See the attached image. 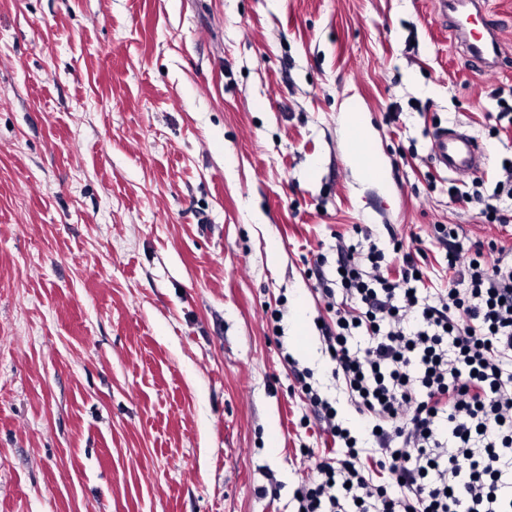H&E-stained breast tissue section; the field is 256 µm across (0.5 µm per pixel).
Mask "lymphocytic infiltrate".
Segmentation results:
<instances>
[{
	"label": "lymphocytic infiltrate",
	"instance_id": "1",
	"mask_svg": "<svg viewBox=\"0 0 512 512\" xmlns=\"http://www.w3.org/2000/svg\"><path fill=\"white\" fill-rule=\"evenodd\" d=\"M435 235L451 278L432 297L421 295L422 267L402 241L394 279L380 275L376 244L343 250L345 302L323 335L377 450L345 433L309 371L297 372L345 454L316 463L295 512H512V252L463 264L458 225H436ZM355 335L367 337L364 349L351 350Z\"/></svg>",
	"mask_w": 512,
	"mask_h": 512
}]
</instances>
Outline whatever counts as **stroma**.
I'll list each match as a JSON object with an SVG mask.
<instances>
[{"instance_id": "35a3bbf8", "label": "stroma", "mask_w": 512, "mask_h": 512, "mask_svg": "<svg viewBox=\"0 0 512 512\" xmlns=\"http://www.w3.org/2000/svg\"><path fill=\"white\" fill-rule=\"evenodd\" d=\"M438 0H0V512H294L342 456L295 368L356 427L322 324L362 225L400 264L472 252L512 161V65L471 62ZM365 116L372 178L348 110ZM459 124L472 175L430 157ZM307 317L308 352L292 331Z\"/></svg>"}]
</instances>
